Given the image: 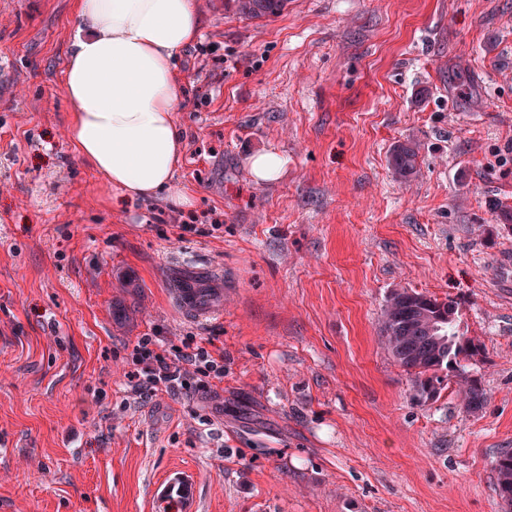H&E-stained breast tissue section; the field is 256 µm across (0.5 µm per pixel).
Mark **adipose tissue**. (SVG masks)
<instances>
[{
  "label": "adipose tissue",
  "mask_w": 512,
  "mask_h": 512,
  "mask_svg": "<svg viewBox=\"0 0 512 512\" xmlns=\"http://www.w3.org/2000/svg\"><path fill=\"white\" fill-rule=\"evenodd\" d=\"M76 16L63 71L73 148L117 198L162 193L192 205L174 182L183 154L176 60L201 34L199 0H76Z\"/></svg>",
  "instance_id": "obj_1"
}]
</instances>
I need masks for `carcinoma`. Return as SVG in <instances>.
<instances>
[{
  "mask_svg": "<svg viewBox=\"0 0 512 512\" xmlns=\"http://www.w3.org/2000/svg\"><path fill=\"white\" fill-rule=\"evenodd\" d=\"M236 13L245 19H261L281 13L287 0H232ZM395 173L403 178L419 167L418 148L409 143L390 153ZM457 303L395 289L382 309L379 330L388 353L412 377L415 398L428 400L445 387L449 373L460 359L471 355L475 343L456 329ZM461 406L474 411L483 406L486 393L468 378L460 379ZM497 488L504 504L512 507V451H501L492 461Z\"/></svg>",
  "mask_w": 512,
  "mask_h": 512,
  "instance_id": "obj_1",
  "label": "carcinoma"
}]
</instances>
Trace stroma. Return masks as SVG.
<instances>
[{
	"label": "stroma",
	"instance_id": "stroma-1",
	"mask_svg": "<svg viewBox=\"0 0 512 512\" xmlns=\"http://www.w3.org/2000/svg\"><path fill=\"white\" fill-rule=\"evenodd\" d=\"M179 56L194 194L117 200L75 152L62 72L74 0H0V512H506L512 450V0H201ZM420 148V173L392 148ZM280 175L257 180L251 156ZM216 269L203 320L173 271ZM458 305L486 393L431 400L384 350L392 290ZM212 340L217 396L125 402L138 337ZM236 13L245 19H261L281 13L287 0H232ZM390 162L397 175L403 178L414 175L419 167L418 148L409 143L395 146L390 153ZM281 166V158L274 153L260 154L251 162L252 171L255 177L260 180H271L275 178ZM497 474V488L504 504L512 507V451H501L492 461ZM191 494V483L182 477H174L168 480L165 484H161L156 489V496L163 502L176 496L185 512H190L187 509L189 505V498Z\"/></svg>",
	"mask_w": 512,
	"mask_h": 512
}]
</instances>
